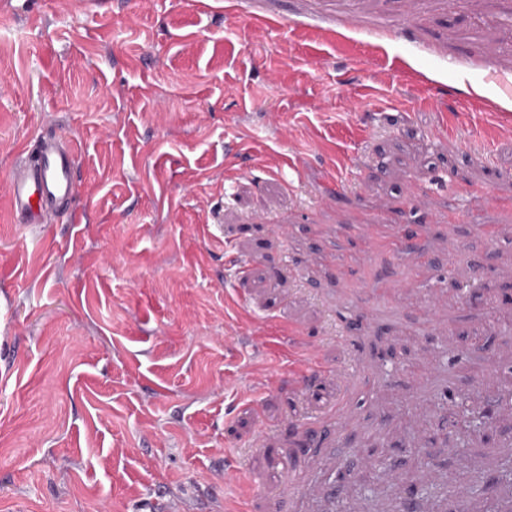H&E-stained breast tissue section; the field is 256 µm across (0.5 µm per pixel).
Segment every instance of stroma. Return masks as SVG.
I'll use <instances>...</instances> for the list:
<instances>
[{"mask_svg":"<svg viewBox=\"0 0 512 512\" xmlns=\"http://www.w3.org/2000/svg\"><path fill=\"white\" fill-rule=\"evenodd\" d=\"M507 99L512 0H0V512H220L233 473L277 512L297 428L346 394L345 326L377 385L308 512L511 499ZM61 131L69 212L11 223L23 146ZM361 214L417 226L422 260ZM283 314L334 373L254 339ZM361 224H353L362 234V240L367 246L384 245L392 253L411 251L412 243L406 237L401 235L394 224H386L383 218L373 219L371 221L365 218L360 221Z\"/></svg>","mask_w":512,"mask_h":512,"instance_id":"1","label":"stroma"}]
</instances>
